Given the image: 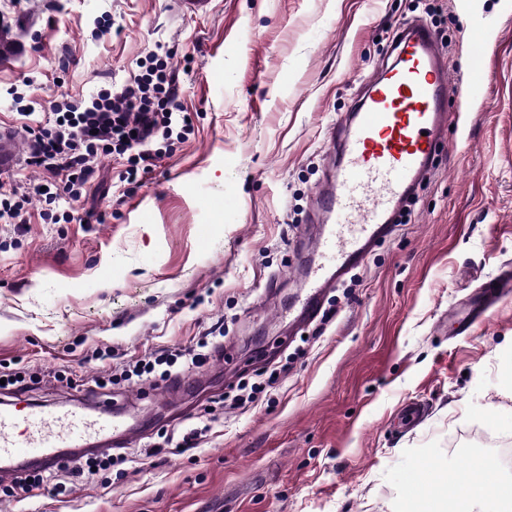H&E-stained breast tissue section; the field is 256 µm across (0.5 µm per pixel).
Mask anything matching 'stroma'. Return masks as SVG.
Wrapping results in <instances>:
<instances>
[{"instance_id":"obj_1","label":"stroma","mask_w":512,"mask_h":512,"mask_svg":"<svg viewBox=\"0 0 512 512\" xmlns=\"http://www.w3.org/2000/svg\"><path fill=\"white\" fill-rule=\"evenodd\" d=\"M413 18L457 81L485 36L488 93L451 103L458 122L410 223L347 272L351 297L331 291L340 313L323 335L289 334L280 310L300 291L325 132L383 61L388 28ZM1 32L12 46L0 123L89 97L108 76L123 83L161 43L193 132L127 191L120 164L101 160L80 221L37 202L25 230L0 224V365L28 386L0 400L62 405L87 392L147 431L125 448L130 463L0 512H424L407 487L414 464L435 488L465 457L497 459L490 437L512 439V299L468 332L448 311L512 271V0H213L185 17L173 0H0ZM209 333L219 351L200 369L176 363L177 395L158 380L89 384ZM283 364L256 406L223 410L238 381ZM413 401L429 415L411 429L400 410ZM193 428L197 448L143 456Z\"/></svg>"}]
</instances>
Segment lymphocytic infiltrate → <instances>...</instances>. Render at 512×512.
Segmentation results:
<instances>
[{"label": "lymphocytic infiltrate", "mask_w": 512, "mask_h": 512, "mask_svg": "<svg viewBox=\"0 0 512 512\" xmlns=\"http://www.w3.org/2000/svg\"><path fill=\"white\" fill-rule=\"evenodd\" d=\"M173 53L157 46L140 62V72L121 84L106 82L89 99L57 103L38 126L21 124L28 143L27 164L45 174L44 186L0 179V223L28 221L32 198L80 200L95 182L97 162L126 157L120 182L134 184L149 173L163 149L188 140L192 121L179 102Z\"/></svg>", "instance_id": "1"}]
</instances>
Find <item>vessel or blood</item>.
Wrapping results in <instances>:
<instances>
[{
	"instance_id": "1",
	"label": "vessel or blood",
	"mask_w": 512,
	"mask_h": 512,
	"mask_svg": "<svg viewBox=\"0 0 512 512\" xmlns=\"http://www.w3.org/2000/svg\"><path fill=\"white\" fill-rule=\"evenodd\" d=\"M395 32L387 60L365 96L326 131L330 176L315 193L311 217L322 236L303 276L301 298L288 309L290 320L317 317L341 274L363 262L373 242L393 232L403 202L446 141L445 131L454 120L449 100L481 99L487 93L482 43L473 46L467 81L457 83L428 23L404 22ZM19 159L12 129L1 125L0 176L12 172ZM511 296L512 277H500L450 314L468 328ZM119 429L107 410L91 418L76 408L31 404L21 412L1 406L0 472L53 468L73 449L112 440Z\"/></svg>"
}]
</instances>
